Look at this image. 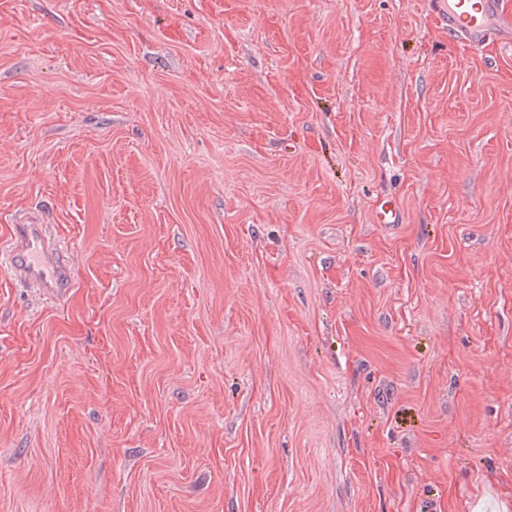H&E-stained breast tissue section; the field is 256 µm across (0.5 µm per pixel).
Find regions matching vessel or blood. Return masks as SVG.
Masks as SVG:
<instances>
[{"mask_svg":"<svg viewBox=\"0 0 512 512\" xmlns=\"http://www.w3.org/2000/svg\"><path fill=\"white\" fill-rule=\"evenodd\" d=\"M435 9L449 34L471 47L512 38V0H435ZM10 245V264L20 278L50 296L67 293L71 269L45 225H13Z\"/></svg>","mask_w":512,"mask_h":512,"instance_id":"vessel-or-blood-1","label":"vessel or blood"}]
</instances>
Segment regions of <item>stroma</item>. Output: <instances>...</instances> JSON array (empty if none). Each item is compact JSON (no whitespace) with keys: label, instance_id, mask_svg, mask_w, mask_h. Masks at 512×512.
Returning a JSON list of instances; mask_svg holds the SVG:
<instances>
[{"label":"stroma","instance_id":"1","mask_svg":"<svg viewBox=\"0 0 512 512\" xmlns=\"http://www.w3.org/2000/svg\"><path fill=\"white\" fill-rule=\"evenodd\" d=\"M22 223L76 286L0 263V512H512V43L434 0H0Z\"/></svg>","mask_w":512,"mask_h":512}]
</instances>
